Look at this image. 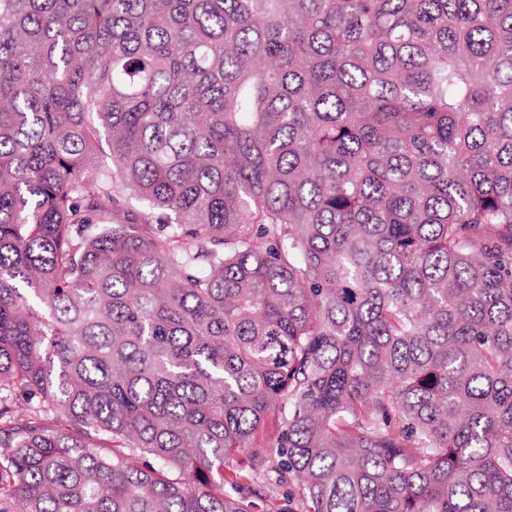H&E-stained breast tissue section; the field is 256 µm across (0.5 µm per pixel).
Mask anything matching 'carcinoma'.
<instances>
[{
  "label": "carcinoma",
  "instance_id": "1",
  "mask_svg": "<svg viewBox=\"0 0 512 512\" xmlns=\"http://www.w3.org/2000/svg\"><path fill=\"white\" fill-rule=\"evenodd\" d=\"M267 492L512 512V0H0V512ZM280 431V423L276 413H269L261 428L255 433L251 444L253 448H270Z\"/></svg>",
  "mask_w": 512,
  "mask_h": 512
}]
</instances>
